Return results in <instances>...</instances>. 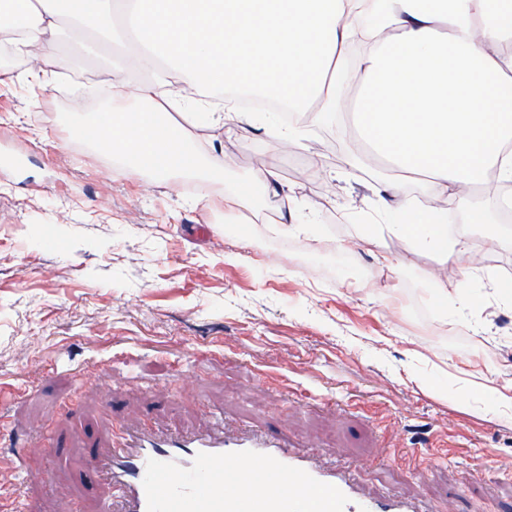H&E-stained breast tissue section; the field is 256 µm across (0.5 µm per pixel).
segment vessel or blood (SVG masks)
Instances as JSON below:
<instances>
[{
    "label": "vessel or blood",
    "mask_w": 512,
    "mask_h": 512,
    "mask_svg": "<svg viewBox=\"0 0 512 512\" xmlns=\"http://www.w3.org/2000/svg\"><path fill=\"white\" fill-rule=\"evenodd\" d=\"M111 456L92 457L97 479L125 512H409L399 501L359 495L333 471L277 439L113 433Z\"/></svg>",
    "instance_id": "vessel-or-blood-1"
}]
</instances>
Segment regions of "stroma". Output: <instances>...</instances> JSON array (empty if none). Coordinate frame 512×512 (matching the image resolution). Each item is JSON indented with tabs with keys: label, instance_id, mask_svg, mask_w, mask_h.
Here are the masks:
<instances>
[{
	"label": "stroma",
	"instance_id": "stroma-1",
	"mask_svg": "<svg viewBox=\"0 0 512 512\" xmlns=\"http://www.w3.org/2000/svg\"><path fill=\"white\" fill-rule=\"evenodd\" d=\"M122 60L66 27L38 76L26 58L0 76V466L21 470L0 512L17 492L26 512H98L90 451L145 421L277 433L415 512H512V302L489 282L512 279V223L496 194L481 200L495 232L468 224L469 195L451 212L469 256L361 245L375 169L337 154L344 117L286 149L261 113L188 125L223 178L157 183L72 134ZM271 165L239 236L224 196ZM436 269L473 306L440 312L422 280ZM429 434L447 447L411 466Z\"/></svg>",
	"mask_w": 512,
	"mask_h": 512
}]
</instances>
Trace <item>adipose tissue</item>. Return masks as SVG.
<instances>
[{"label": "adipose tissue", "instance_id": "adipose-tissue-1", "mask_svg": "<svg viewBox=\"0 0 512 512\" xmlns=\"http://www.w3.org/2000/svg\"><path fill=\"white\" fill-rule=\"evenodd\" d=\"M354 0H0V34L21 32L34 60L53 47L62 22L115 34L122 17L139 50L129 70L158 69L191 90L182 112L204 120L197 90L223 96L224 117L251 121L236 92L254 89L294 103L314 126L335 116L336 89L352 81L358 130L389 170L378 178L392 200L384 224L364 227L363 243L389 233L420 249L463 254L467 241L448 233L457 195L502 187L512 209V0H371L368 16ZM381 34L369 52L348 47L364 30ZM127 97L146 101L134 115L96 112L76 137L121 157L159 182L175 175L220 178L218 157L201 156L185 127L170 119L158 85L117 74ZM404 178L430 175L433 195L410 200Z\"/></svg>", "mask_w": 512, "mask_h": 512}]
</instances>
